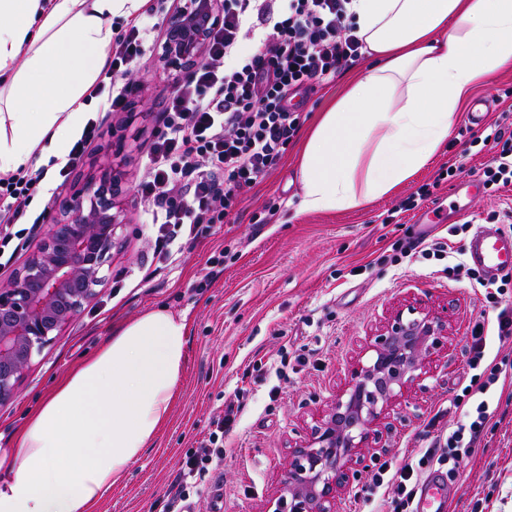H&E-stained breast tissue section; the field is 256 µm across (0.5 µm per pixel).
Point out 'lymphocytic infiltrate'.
Masks as SVG:
<instances>
[{"instance_id":"obj_1","label":"lymphocytic infiltrate","mask_w":512,"mask_h":512,"mask_svg":"<svg viewBox=\"0 0 512 512\" xmlns=\"http://www.w3.org/2000/svg\"><path fill=\"white\" fill-rule=\"evenodd\" d=\"M350 0H224V18L207 47V62L195 68L166 107L145 166L139 192L150 207L146 221L160 253L174 256L183 239L229 223L237 206L279 164L293 143L303 113L290 105L297 92L330 84L361 56V42L347 25ZM257 34L255 52L238 51L243 37ZM146 29L131 21L112 42L104 82L96 91L103 112L126 110L133 62L144 52ZM492 155L479 170L489 194L512 190V112L502 111L482 140ZM43 170H17L0 177V224L27 220L29 200ZM415 257L442 261L448 274L465 275L482 290V311L466 340L468 380L447 409L429 420L426 448L406 458L385 459L364 500L383 499L389 512H413L421 479L440 470L456 481L498 414V391L512 378V364L492 359L489 339L512 342V308L503 297L512 273L489 280L466 266L447 242L418 246L395 241L388 256L399 265ZM234 422L226 411L206 443L187 453L179 473V501L189 499L224 457L221 441Z\"/></svg>"}]
</instances>
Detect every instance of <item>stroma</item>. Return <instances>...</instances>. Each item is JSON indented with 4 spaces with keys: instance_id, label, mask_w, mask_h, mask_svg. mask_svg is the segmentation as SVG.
I'll return each instance as SVG.
<instances>
[{
    "instance_id": "1",
    "label": "stroma",
    "mask_w": 512,
    "mask_h": 512,
    "mask_svg": "<svg viewBox=\"0 0 512 512\" xmlns=\"http://www.w3.org/2000/svg\"><path fill=\"white\" fill-rule=\"evenodd\" d=\"M155 28L135 64L127 111L104 113L98 99L87 102L99 136L67 177L49 170L28 207L31 223L10 225L13 256L0 263V281L19 269L48 224L90 179L116 174L123 192V225L104 280L73 324L58 333L25 371L16 398L0 407V448L57 379L94 353L118 324L165 307L189 319L187 363L170 420L151 448L102 500L97 512H171L170 486L185 453L207 436L212 421L237 403L236 424L224 436L223 480H210L197 512H264L266 499L286 477L292 449L309 436L315 419L334 401L355 361H369L367 345L392 311L406 302L448 320V337L432 352L428 372L383 415L379 439L367 448L366 462L336 500V512H380L379 501L357 491L379 462L424 447L422 430L465 377V338L481 312L482 297L463 277L443 274L437 260L416 259L398 266L379 262L392 242L409 235L411 212L399 203L432 182L440 168L456 162L472 177L489 152H469L482 135L458 110L453 148H441L409 182L393 193L357 207L325 213L297 211L300 183L297 151L289 149L279 166L238 206L234 223L184 243L176 261L161 263L137 193L144 162L181 78L157 57L161 23L173 0H151ZM285 207L265 219L268 199ZM442 221L426 227L428 240L447 238L460 249L467 234L458 225L481 223L485 213H512V192L469 199L437 190ZM468 217H460V209ZM209 287H200L206 275ZM310 355L301 365L298 354ZM287 359V378L273 372ZM448 512H512V386L500 401L498 422L450 485Z\"/></svg>"
}]
</instances>
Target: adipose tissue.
<instances>
[{"label": "adipose tissue", "mask_w": 512, "mask_h": 512, "mask_svg": "<svg viewBox=\"0 0 512 512\" xmlns=\"http://www.w3.org/2000/svg\"><path fill=\"white\" fill-rule=\"evenodd\" d=\"M148 0H0V175L63 157L102 71L112 20ZM367 63L299 159L303 213L387 195L445 142L488 74L512 69V0H351ZM188 319L156 308L62 377L0 448V512H94L167 423Z\"/></svg>", "instance_id": "adipose-tissue-1"}]
</instances>
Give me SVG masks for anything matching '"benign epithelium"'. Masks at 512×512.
Instances as JSON below:
<instances>
[{"mask_svg": "<svg viewBox=\"0 0 512 512\" xmlns=\"http://www.w3.org/2000/svg\"><path fill=\"white\" fill-rule=\"evenodd\" d=\"M224 0H176L159 59L187 71L201 63ZM119 180L88 181L55 217L22 268L0 283V406L14 399L34 355L71 325L103 281L121 227ZM442 317L417 305L395 310L371 339V364L357 362L347 386L288 455V478L264 512H336V497L364 460V448L397 398L426 374L444 336Z\"/></svg>", "mask_w": 512, "mask_h": 512, "instance_id": "benign-epithelium-1", "label": "benign epithelium"}]
</instances>
